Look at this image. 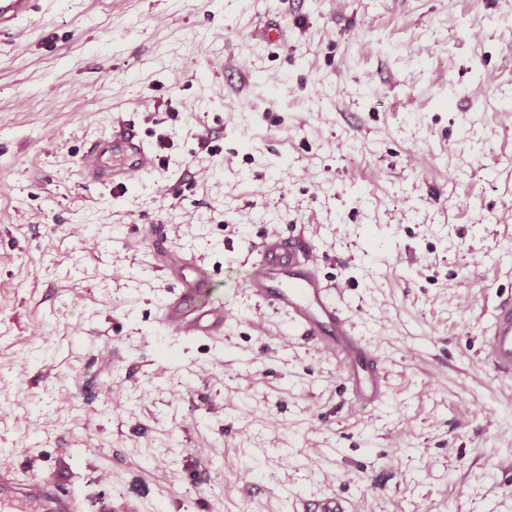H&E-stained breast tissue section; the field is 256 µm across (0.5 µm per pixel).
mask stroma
<instances>
[{
  "mask_svg": "<svg viewBox=\"0 0 512 512\" xmlns=\"http://www.w3.org/2000/svg\"><path fill=\"white\" fill-rule=\"evenodd\" d=\"M117 115L165 140L182 196L81 181ZM139 224L223 263V342L157 324ZM293 224L345 285L381 404L244 296L237 249ZM510 290L512 0H56L0 41V449L71 470L88 512L320 491L512 512V381L479 356Z\"/></svg>",
  "mask_w": 512,
  "mask_h": 512,
  "instance_id": "obj_1",
  "label": "stroma"
}]
</instances>
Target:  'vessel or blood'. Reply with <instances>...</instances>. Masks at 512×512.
<instances>
[{
  "mask_svg": "<svg viewBox=\"0 0 512 512\" xmlns=\"http://www.w3.org/2000/svg\"><path fill=\"white\" fill-rule=\"evenodd\" d=\"M46 0H0V37L20 31ZM85 183L123 193L155 178L175 196L184 175L166 167L161 141L134 123L119 122L90 141L78 158ZM156 264L165 292L156 319L178 340L220 341L233 318L224 304V274L205 265L195 252L168 250L153 239ZM238 261L248 267L245 296L255 306L279 315L291 336H299L336 361L353 396L368 403L382 400L387 381L368 341L356 332L341 288L323 272V258L303 237L266 234L241 247ZM483 361L496 376L512 381V293L495 304L481 332ZM0 512H86L68 470L20 469L0 460ZM293 512H348L333 491L296 498Z\"/></svg>",
  "mask_w": 512,
  "mask_h": 512,
  "instance_id": "1",
  "label": "vessel or blood"
}]
</instances>
